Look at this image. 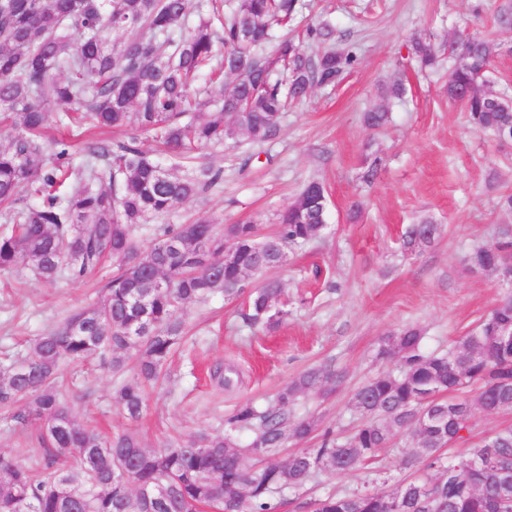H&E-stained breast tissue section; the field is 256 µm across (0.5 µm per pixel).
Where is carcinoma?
I'll list each match as a JSON object with an SVG mask.
<instances>
[{"label": "carcinoma", "instance_id": "cac0c4a2", "mask_svg": "<svg viewBox=\"0 0 512 512\" xmlns=\"http://www.w3.org/2000/svg\"><path fill=\"white\" fill-rule=\"evenodd\" d=\"M188 0H0V112L14 115L0 144V272L29 268L47 284L61 273L78 280L110 258L117 269L101 300L70 314L37 337L31 354L0 367V407L25 403L15 418L38 420L41 462L20 463L0 454V512H278L281 495L300 493L316 473L347 474L373 460L392 438L406 434L414 448L404 465L413 473L387 489L379 477L347 493L310 502L312 512H512V486L499 473L512 468V426L456 457L447 448L468 441L477 410H512V294L502 297L478 327L457 338L446 354L422 351V331L406 328L384 340L379 355L397 361L360 386L349 405L362 417L348 437L327 429L315 435L314 419H295L298 396L339 377L324 365L292 379L260 408L238 406L228 418L247 429L246 448L226 433L188 444L145 448L131 431L102 438L76 424L57 381L63 361L98 358L116 373L133 370L116 389L125 418L140 419L146 390L186 343L182 314L188 304L214 294L247 295L248 320L274 329L286 315L276 280L251 285L259 268L282 265L288 251L322 238L329 226L325 187L311 181L264 233L256 224L223 227L208 218L159 224L154 243L140 250L137 226L163 217L220 183L224 170L182 160L196 145L265 142L277 132L286 102L328 86L352 66L350 51L325 47L331 26L306 31L307 43L282 36L276 57L254 53L275 26H285L301 0H238L212 14L187 36H174ZM115 30L129 32L120 44ZM457 64L448 77V100L474 127L500 139L512 132V96L486 80L489 41L454 34ZM423 66L436 57L431 43L410 41ZM233 77L230 84L224 78ZM224 86L218 112H203L201 95ZM399 79L386 84L381 102L363 114L367 129L382 130L389 103L404 97ZM88 130L131 124L151 131L169 155L164 164L133 144L88 140L84 161L74 162L69 142L43 140L50 113ZM438 225L424 219L402 235L416 253L431 246ZM176 240L179 249L167 243ZM471 270L501 275L512 268V228L494 245L473 249ZM475 385L469 399L456 394ZM317 436L284 461L288 439ZM475 457L482 469H469ZM164 484L147 503L138 487Z\"/></svg>", "mask_w": 512, "mask_h": 512}]
</instances>
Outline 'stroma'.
<instances>
[{
  "label": "stroma",
  "instance_id": "stroma-1",
  "mask_svg": "<svg viewBox=\"0 0 512 512\" xmlns=\"http://www.w3.org/2000/svg\"><path fill=\"white\" fill-rule=\"evenodd\" d=\"M303 2L296 29L330 22L333 42L351 48L356 65L336 85L314 88L290 105L274 139L240 149H198L199 161L223 169L224 179L166 218L181 224L203 215L219 224L267 227L307 182L324 184L328 234L290 251L269 272L284 285L287 316L277 329L264 331L246 322L243 300L216 294L189 305L183 316L189 340L135 423L113 398L121 375L97 362L64 364L62 399L77 423L107 435L134 431L148 448L220 435L239 404H266L295 376L330 364L341 382L299 396L292 411L345 434L356 421L348 405L352 393L390 367L376 357L383 337L415 326L424 331L425 352H447L507 292L496 277L468 272L466 258L494 242L500 227L512 226V211L500 204L512 193V141L472 128L445 92L455 64L448 35L457 30L490 40L492 86L512 95V30L495 21L500 0ZM416 34L434 43L440 56L435 69L421 70L409 58ZM397 77L406 83L405 99L391 104L384 129L367 130L363 112L381 85ZM369 155L381 166L367 184L362 174ZM423 218L439 225L438 239L419 253L404 252L403 228ZM111 271L107 263L83 280L63 276L52 284L26 269L0 273V363L26 354L37 336L94 303ZM228 365L239 371L230 391L211 376ZM38 428L0 409V452L31 463L38 456ZM369 472L319 474L306 493L287 494L280 512H309V501L360 487Z\"/></svg>",
  "mask_w": 512,
  "mask_h": 512
}]
</instances>
